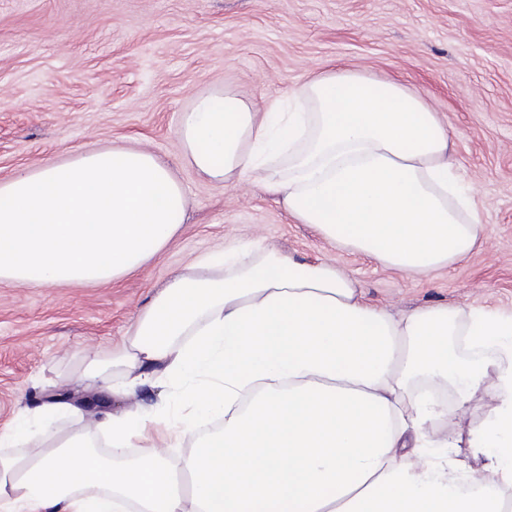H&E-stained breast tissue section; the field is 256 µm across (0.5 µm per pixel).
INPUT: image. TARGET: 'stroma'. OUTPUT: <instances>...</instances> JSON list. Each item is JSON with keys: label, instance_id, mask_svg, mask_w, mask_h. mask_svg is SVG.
Instances as JSON below:
<instances>
[{"label": "stroma", "instance_id": "1", "mask_svg": "<svg viewBox=\"0 0 512 512\" xmlns=\"http://www.w3.org/2000/svg\"><path fill=\"white\" fill-rule=\"evenodd\" d=\"M339 67L402 82L447 124L484 237L462 260L404 273L329 243L255 187L179 160L180 115L224 89L256 107ZM112 146L148 150L190 201L142 267L101 284L0 280V432L52 394L120 415L132 400L69 380L122 348L170 277L232 247L329 261L394 315L427 305L512 312V0H0V180ZM491 403L448 407L430 430L467 453Z\"/></svg>", "mask_w": 512, "mask_h": 512}]
</instances>
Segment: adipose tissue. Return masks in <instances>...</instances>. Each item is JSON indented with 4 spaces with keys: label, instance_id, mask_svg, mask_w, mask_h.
Here are the masks:
<instances>
[{
    "label": "adipose tissue",
    "instance_id": "ef3b65f1",
    "mask_svg": "<svg viewBox=\"0 0 512 512\" xmlns=\"http://www.w3.org/2000/svg\"><path fill=\"white\" fill-rule=\"evenodd\" d=\"M184 164L210 181L278 197L333 244L412 274L466 257L482 223L455 172L438 113L402 84L332 69L264 109L220 90L180 116ZM188 197L144 149H94L0 182V279L85 285L139 268L185 221ZM122 384H110L109 371ZM450 384L466 410L492 408L469 446L490 483L426 426L444 410L424 391ZM177 388L183 431L222 430L179 459H124L167 400L59 437L71 402L50 401L0 435V512H507L512 487V313L429 305L400 316L370 304L336 266L274 251L200 259L158 291L111 360L74 382L135 393ZM41 445L8 454L31 429ZM192 478L190 491L174 480Z\"/></svg>",
    "mask_w": 512,
    "mask_h": 512
}]
</instances>
